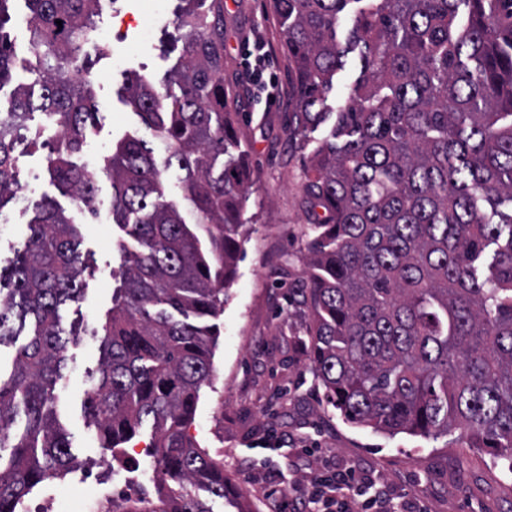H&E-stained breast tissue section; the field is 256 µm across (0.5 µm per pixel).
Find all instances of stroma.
I'll return each mask as SVG.
<instances>
[{
    "label": "stroma",
    "instance_id": "35a3bbf8",
    "mask_svg": "<svg viewBox=\"0 0 512 512\" xmlns=\"http://www.w3.org/2000/svg\"><path fill=\"white\" fill-rule=\"evenodd\" d=\"M165 11L149 17L142 0H124L121 18L111 17L110 0H101L96 23L104 38L88 54L96 99L103 119L86 132L78 164L102 167L113 143L127 135L150 139L133 108L122 98L128 74L154 80L176 67L182 43L174 20L182 0H163ZM29 10L11 0L5 30L15 42L13 83L30 82L34 57L19 27ZM262 35L270 47L280 97L268 112L255 110L242 65L247 38ZM283 29L271 0H224V89L239 114L241 148L248 155L254 182L244 206L246 233L237 277L217 317L220 336L213 359L212 384L201 396L188 433L200 447L224 459V473L253 512H272L271 490L283 473L305 486L325 461L373 475L395 502L409 501L423 512H512V472L486 450L442 436L405 434L390 438L345 422L328 404L310 366L308 311L302 288L309 254L303 151L288 137L290 78L282 51ZM51 131L40 111H31L17 144L18 178L30 182L31 199L55 195L46 167ZM31 210L0 222V267H9L30 237ZM84 262L83 291L65 309L69 337L56 402L71 442L78 479L82 467L97 463L101 450L95 427L84 410L89 373L100 358L98 331L112 306V268L119 262L123 232L111 209L80 226ZM317 456L305 455L310 446Z\"/></svg>",
    "mask_w": 512,
    "mask_h": 512
}]
</instances>
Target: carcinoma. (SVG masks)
<instances>
[{"mask_svg": "<svg viewBox=\"0 0 512 512\" xmlns=\"http://www.w3.org/2000/svg\"><path fill=\"white\" fill-rule=\"evenodd\" d=\"M0 88L11 81L3 33ZM176 28L183 62L159 89L131 77L125 101L151 132L116 142L103 173L119 243L103 356L85 409L99 446L121 449L151 429L155 495L133 493L104 512L239 509L224 462L187 429L211 385L217 328L236 275L251 169L224 91L222 0H184ZM352 28L337 26L351 3ZM34 24L30 72L43 88H14L0 124V210L18 190V131L36 108L61 127L47 169L59 193L85 202L95 181L73 161L98 112L80 78L97 0H26ZM295 81L291 134L305 146L310 203L305 283L310 360L329 403L349 424L390 437L459 433L512 472V0H272ZM62 21L57 25L56 21ZM361 70L347 98L329 102L344 58ZM26 251L0 270V343L33 333L0 375V512H22L44 481L72 472L55 411L67 339L64 306L83 272L78 219L57 201L33 202ZM26 425L12 426L18 402Z\"/></svg>", "mask_w": 512, "mask_h": 512, "instance_id": "carcinoma-1", "label": "carcinoma"}]
</instances>
